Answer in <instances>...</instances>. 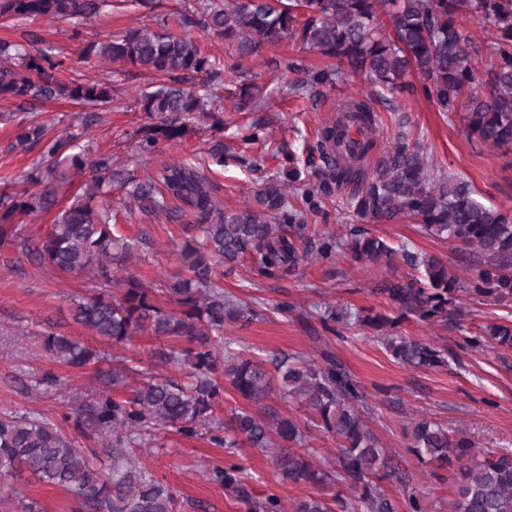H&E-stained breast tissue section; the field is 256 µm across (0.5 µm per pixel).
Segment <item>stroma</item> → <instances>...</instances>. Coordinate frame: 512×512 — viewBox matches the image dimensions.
<instances>
[{"instance_id": "35a3bbf8", "label": "stroma", "mask_w": 512, "mask_h": 512, "mask_svg": "<svg viewBox=\"0 0 512 512\" xmlns=\"http://www.w3.org/2000/svg\"><path fill=\"white\" fill-rule=\"evenodd\" d=\"M192 2L153 0L152 6L142 7L136 0H110L92 31L82 33L65 21H0V39L21 43L28 33L37 34L66 59L67 67L58 72V79H67L72 67L92 76L111 77L121 97L99 111L98 121L83 137L89 156L111 155L126 177L138 182L152 176L162 160L204 164L216 199L235 209L252 200L254 191L276 174L278 164L266 145L256 144L244 150V162L212 165L209 151L216 141L231 144L237 128L259 120L266 124L269 143L303 151L316 143L323 124L334 117L337 102L360 95L366 84L354 77L311 100L293 97L288 90L293 78L288 61L297 57L299 50L281 43L261 57L245 59L238 71L226 74L230 81L260 84L264 94L260 111L223 110L224 126L219 131L212 119L197 117L185 140L163 144L159 160H145L136 151L133 133L144 122L135 98L148 86V75L117 63L83 60L82 52L92 33L117 35L138 24H153L159 16L175 18ZM373 108L381 117L380 146H387L399 129H406L412 140L426 146L434 164L467 177L485 201L512 209V155L470 143L460 118H447L424 96L378 101ZM38 159V151L14 149L10 125L0 123V187L14 182ZM84 182L80 176L58 185L53 208L18 216V236L0 239V413H33L57 422L97 386L94 369L80 373L59 365L42 344L46 331L86 339V332L71 319L69 306L71 297L87 293V275L49 270L23 248L24 240L48 233L59 211L81 194ZM111 199L119 233L139 245L140 258L132 262L131 271L145 284H158L176 268L170 249L173 241L182 237V220H153L128 209L126 191L117 184L112 187ZM370 229L438 255L462 268L464 279H472L478 270L476 252L463 253L447 242L424 236L419 225L374 223ZM388 275L384 268L355 266L343 254L333 264L306 263L293 275L256 285L247 282L244 268H237L224 276V289L255 301L261 317L228 329L227 334L240 346L264 355L304 351L317 357L330 351L365 390L375 410L370 426L410 474L413 489L425 496L434 512H448L453 487L431 478L429 467L409 451L406 427L414 419L428 416L446 423L449 430L465 432L475 442L476 452L512 450V350L494 345L478 350L464 341L478 326L499 320L507 310L467 300L457 326L444 329L414 318L399 323V330L406 335L442 338L453 355L448 366L416 370L398 364L367 327L341 326L328 334L320 321L298 315L299 310L315 303L390 313L387 300L374 292L378 281ZM284 302L295 305L296 313L286 318L272 315V308ZM131 451L145 479L161 480L176 492L181 512H242L231 494L207 476L208 468L224 462L223 449L208 439H184L159 429L151 440L133 444ZM241 460L253 477L255 492H275L285 503L305 495V488L277 482L266 455L245 447ZM12 489L37 500L43 512H74L76 508L72 496L60 488L0 475V490Z\"/></svg>"}]
</instances>
